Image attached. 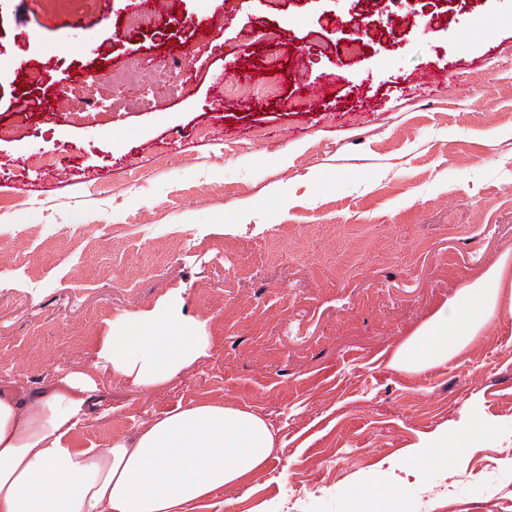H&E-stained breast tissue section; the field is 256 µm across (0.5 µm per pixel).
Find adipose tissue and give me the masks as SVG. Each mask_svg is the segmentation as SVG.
Returning <instances> with one entry per match:
<instances>
[{"label": "adipose tissue", "mask_w": 512, "mask_h": 512, "mask_svg": "<svg viewBox=\"0 0 512 512\" xmlns=\"http://www.w3.org/2000/svg\"><path fill=\"white\" fill-rule=\"evenodd\" d=\"M507 314L512 262L503 258L409 331L389 365L419 373L447 364ZM216 346L208 318L190 313L178 288L151 309L117 313L92 369L1 395L0 512H184L265 469L276 446L271 423L218 402L168 411L103 448L72 441L101 403L97 371L147 392ZM493 431V424L465 417L422 434L412 452L423 467L444 468L451 450L473 447Z\"/></svg>", "instance_id": "adipose-tissue-1"}]
</instances>
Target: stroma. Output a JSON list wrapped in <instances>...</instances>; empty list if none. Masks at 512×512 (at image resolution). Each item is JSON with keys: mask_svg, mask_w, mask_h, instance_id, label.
<instances>
[{"mask_svg": "<svg viewBox=\"0 0 512 512\" xmlns=\"http://www.w3.org/2000/svg\"><path fill=\"white\" fill-rule=\"evenodd\" d=\"M136 11L155 27L122 31ZM0 128V391L90 367L116 313L182 288L218 348L148 392L99 372L78 446L224 402L277 452L189 512H512V317L388 366L512 254V0H0ZM463 416L498 431L421 468L411 445Z\"/></svg>", "mask_w": 512, "mask_h": 512, "instance_id": "1", "label": "stroma"}]
</instances>
